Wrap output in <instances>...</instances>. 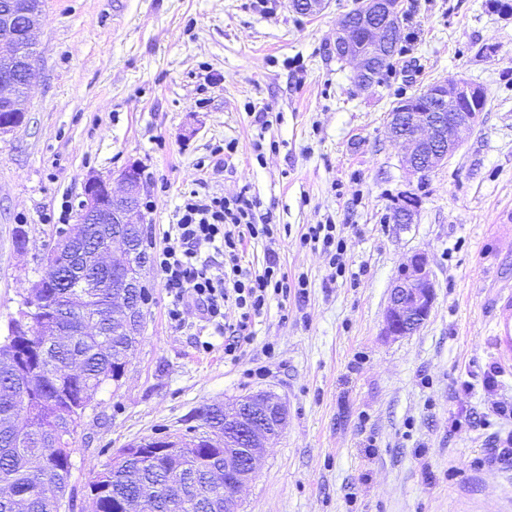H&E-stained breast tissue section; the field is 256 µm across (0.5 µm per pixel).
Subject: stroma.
Wrapping results in <instances>:
<instances>
[{"instance_id":"stroma-1","label":"stroma","mask_w":512,"mask_h":512,"mask_svg":"<svg viewBox=\"0 0 512 512\" xmlns=\"http://www.w3.org/2000/svg\"><path fill=\"white\" fill-rule=\"evenodd\" d=\"M356 0H45L25 120L0 135V336L44 272L84 179L142 169L150 250L185 192L248 190L284 232L276 251L305 292L270 300L236 359L188 306L167 314L156 267L120 386L98 393L71 485L139 441L182 434L203 406L266 391L288 424L240 492V512H512V372L490 347L493 300L512 290V19L488 0H402L399 51L361 91L332 43ZM486 107L447 164L409 173L386 131L402 99L448 78ZM231 142L234 152L216 153ZM415 200L412 223L393 210ZM336 225L345 273L304 247ZM26 232L15 244L16 228ZM427 253L436 300L415 333L383 332L399 266ZM210 349H203V342Z\"/></svg>"}]
</instances>
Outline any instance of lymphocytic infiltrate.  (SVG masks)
Segmentation results:
<instances>
[{
    "mask_svg": "<svg viewBox=\"0 0 512 512\" xmlns=\"http://www.w3.org/2000/svg\"><path fill=\"white\" fill-rule=\"evenodd\" d=\"M172 244L154 254L171 298L169 317L182 323L189 302H201L207 322L226 336L225 355H235L252 319L262 313L270 296L287 294L288 277L275 254H268L263 270L243 268L240 252L246 239H274L276 228L269 215L257 212V203L247 191L232 197H200L189 192L177 212ZM223 255L224 263L214 266L207 251ZM233 305L240 312L237 323L224 320V308Z\"/></svg>",
    "mask_w": 512,
    "mask_h": 512,
    "instance_id": "obj_1",
    "label": "lymphocytic infiltrate"
}]
</instances>
